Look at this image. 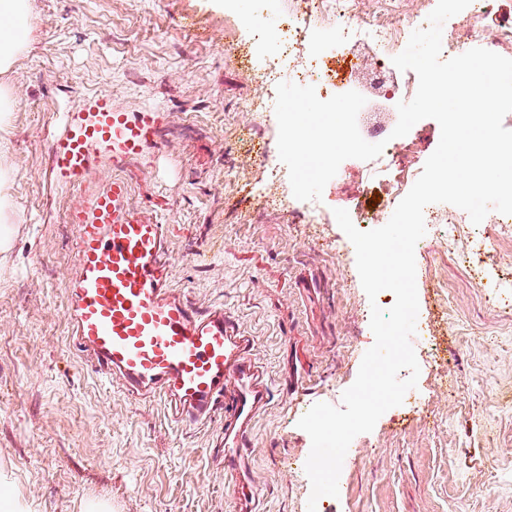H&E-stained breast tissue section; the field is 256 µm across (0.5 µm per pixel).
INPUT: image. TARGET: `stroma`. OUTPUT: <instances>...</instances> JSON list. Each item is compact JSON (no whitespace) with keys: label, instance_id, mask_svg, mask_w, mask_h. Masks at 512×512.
<instances>
[{"label":"stroma","instance_id":"1","mask_svg":"<svg viewBox=\"0 0 512 512\" xmlns=\"http://www.w3.org/2000/svg\"><path fill=\"white\" fill-rule=\"evenodd\" d=\"M282 0H31V43L0 73L15 102L0 127V192L17 217L0 254V480L24 512H234L218 443L224 421L181 427L163 402L128 397L66 343L75 213L109 180L57 185L49 143L64 113L92 96L126 112L166 114L144 159L121 170L143 221L164 225L174 291L197 309L221 306L252 338L271 400L256 421L250 477L261 512H307L309 435L298 420L335 403L372 347L371 306L355 249L338 224L286 223L258 195L264 162L278 161V128L253 129L244 112L260 95L250 51L278 49ZM265 40L248 42L256 11ZM364 163L342 162L324 188L326 210L362 207L390 218ZM454 249L415 248L420 334L412 396L354 438L338 497L316 512H512V294L496 283L512 236L492 211L471 220Z\"/></svg>","mask_w":512,"mask_h":512}]
</instances>
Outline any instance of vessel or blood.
Listing matches in <instances>:
<instances>
[{"label":"vessel or blood","instance_id":"b4317fda","mask_svg":"<svg viewBox=\"0 0 512 512\" xmlns=\"http://www.w3.org/2000/svg\"><path fill=\"white\" fill-rule=\"evenodd\" d=\"M163 125L161 110L132 114L109 98L87 99L65 114L53 139L54 181L81 186L99 159L116 169L137 162ZM73 222L75 272L67 284L73 347L89 353L107 379L121 380L129 395L168 403L182 426L223 414L225 472L246 471L250 438L270 397L252 339L224 308L201 312L175 293L164 227L130 211L124 178L113 177Z\"/></svg>","mask_w":512,"mask_h":512}]
</instances>
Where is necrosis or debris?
I'll use <instances>...</instances> for the list:
<instances>
[{"mask_svg": "<svg viewBox=\"0 0 512 512\" xmlns=\"http://www.w3.org/2000/svg\"><path fill=\"white\" fill-rule=\"evenodd\" d=\"M436 3L437 0H427L426 7L402 18L380 21L355 13L352 0H287L276 20L285 54L254 67L265 88L256 115L273 114L276 86L281 81L299 84L309 81L315 73L319 76L318 82H313L315 89H332L331 76L324 65L325 57L331 53L347 56L351 69L355 70L360 66V57L354 47L363 43L377 48L379 61H391L400 53L409 33L426 26L430 8ZM446 42L459 54L481 47L512 59V19L499 14L495 0H472L449 23ZM397 121V113L391 112L379 119L358 117L357 124L365 140L384 142L386 164L401 169L410 147L408 142L393 137ZM419 175V170L401 169L399 178L386 185L388 199L400 201Z\"/></svg>", "mask_w": 512, "mask_h": 512, "instance_id": "1", "label": "necrosis or debris"}]
</instances>
